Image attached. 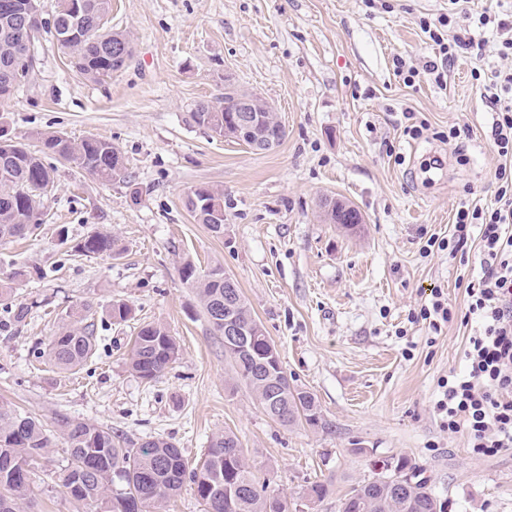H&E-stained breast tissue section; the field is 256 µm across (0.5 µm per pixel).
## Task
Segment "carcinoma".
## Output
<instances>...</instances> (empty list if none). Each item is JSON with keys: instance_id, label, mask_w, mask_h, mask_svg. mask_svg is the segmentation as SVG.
Masks as SVG:
<instances>
[{"instance_id": "1", "label": "carcinoma", "mask_w": 512, "mask_h": 512, "mask_svg": "<svg viewBox=\"0 0 512 512\" xmlns=\"http://www.w3.org/2000/svg\"><path fill=\"white\" fill-rule=\"evenodd\" d=\"M19 0H0V71L26 49V36L15 28ZM96 15L83 17L79 35L60 43L77 70L87 79L97 80L121 69L126 59L112 56L117 32L101 33ZM237 90L224 89V98L201 100L192 113L195 123L224 136V107ZM51 153L104 182L126 179L123 156L112 143L88 137L75 143L52 132L42 139L41 152L16 142L0 146V243L23 238L34 232L44 216V197L34 187L54 182V169L44 164L40 153ZM224 203L220 191L206 186L192 190L185 206L194 220L206 225L217 237L224 236V219L210 205ZM116 241L108 231L97 230L77 241L72 252L78 256L112 255ZM182 278L197 290L207 321L219 334L224 324L216 312L224 309V269L214 267L199 275L194 265L182 267ZM31 277L27 266L14 268L7 280H0V308L13 322H24L29 306L15 300V284ZM238 318L249 330L251 349L247 354L224 346L237 378L245 384L264 412L283 426L299 420L319 425L320 408L314 396L288 380L282 364L268 376L258 366L272 345L262 325L255 319L240 289H235ZM93 306L84 304L83 314L54 336L46 357L54 367L74 371L94 354V323L89 321ZM109 319L121 323L132 318V308L114 301L107 310ZM178 356L177 343L165 326H140L129 359V368L140 379L151 382L162 376ZM56 432L65 440V465L59 481L76 502L101 512H153L165 500L176 496L185 482L194 485L204 512H288V501L270 494L251 470L245 454H235L240 445L232 432L215 435L203 464L191 468L180 448L161 438L151 437L138 447L102 425L60 415ZM52 440L39 417L21 414L0 402V512H22L30 491L32 469L44 457ZM392 471L409 479L410 485L392 487L369 476L354 484L345 495L341 512H442L439 497L419 468L404 456L385 461Z\"/></svg>"}]
</instances>
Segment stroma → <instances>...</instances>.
<instances>
[{
  "instance_id": "obj_1",
  "label": "stroma",
  "mask_w": 512,
  "mask_h": 512,
  "mask_svg": "<svg viewBox=\"0 0 512 512\" xmlns=\"http://www.w3.org/2000/svg\"><path fill=\"white\" fill-rule=\"evenodd\" d=\"M452 11L450 0H112L107 26L128 34L133 55L96 81L43 34L30 78L0 100V126L33 150L46 132L109 141L128 178L102 183L45 155L55 179L41 229L0 243V278L16 264L39 270L16 290L31 307L25 323L0 324V401L135 443L166 438L193 465L215 434L234 432L290 512H339L372 461L392 456L420 467L446 512H512V452L475 454L435 408L440 380L464 365L465 286L479 263L425 244L451 234L460 205L495 202L499 158L473 74L512 69L492 41L459 54L444 85L426 74L405 84L397 61L419 68L433 55L421 19ZM228 78L273 105L286 128L277 148L258 153L193 122L196 102L222 98ZM409 112L428 120L424 137L404 136ZM453 125L468 136L439 140ZM433 158L443 181L422 170ZM201 185L224 194L223 236L184 205ZM328 197L357 209L361 224L326 223ZM95 230L111 231L120 255H73L74 241ZM187 263L234 277L325 427L266 415L183 280ZM435 289L454 312L437 331L416 318ZM115 300L134 320L107 319ZM88 301L95 354L59 370L41 354ZM144 322L165 325L179 346L151 383L127 367ZM63 446L54 437L32 471L31 512H90L57 482ZM312 481L328 482L329 497L308 503Z\"/></svg>"
}]
</instances>
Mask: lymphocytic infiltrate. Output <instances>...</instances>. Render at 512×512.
Masks as SVG:
<instances>
[{"mask_svg": "<svg viewBox=\"0 0 512 512\" xmlns=\"http://www.w3.org/2000/svg\"><path fill=\"white\" fill-rule=\"evenodd\" d=\"M452 16L423 21L421 29L434 44L425 70L436 80L457 55L474 49L476 33L490 35L503 50L512 51V22L484 12L473 27H453ZM453 36H446V28ZM492 111L493 148L500 162L494 171L498 185L491 207L460 206L450 237H429L428 247L468 258L476 254L480 272L465 287L468 315L478 326L468 336L463 372L449 373L440 383L439 413L449 432H465L474 453L495 456L512 449V71H493L483 85Z\"/></svg>", "mask_w": 512, "mask_h": 512, "instance_id": "obj_1", "label": "lymphocytic infiltrate"}]
</instances>
